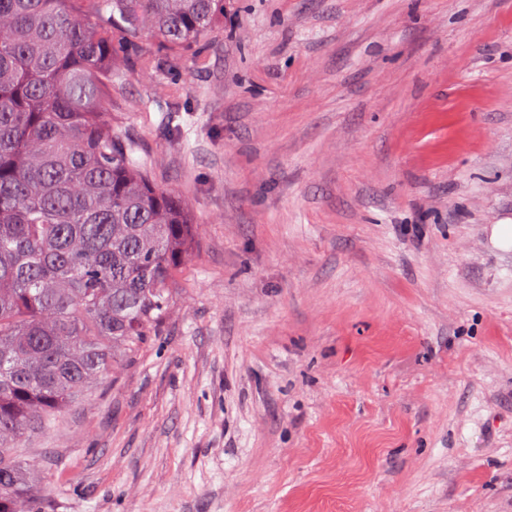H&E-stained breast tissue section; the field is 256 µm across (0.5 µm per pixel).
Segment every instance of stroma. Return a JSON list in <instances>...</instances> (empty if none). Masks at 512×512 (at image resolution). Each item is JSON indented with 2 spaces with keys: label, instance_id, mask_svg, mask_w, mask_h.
Masks as SVG:
<instances>
[{
  "label": "stroma",
  "instance_id": "1",
  "mask_svg": "<svg viewBox=\"0 0 512 512\" xmlns=\"http://www.w3.org/2000/svg\"><path fill=\"white\" fill-rule=\"evenodd\" d=\"M110 112L192 256L33 512H512V0H224Z\"/></svg>",
  "mask_w": 512,
  "mask_h": 512
}]
</instances>
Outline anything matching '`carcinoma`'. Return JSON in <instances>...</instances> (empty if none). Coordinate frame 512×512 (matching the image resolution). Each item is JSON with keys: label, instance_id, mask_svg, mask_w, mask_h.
I'll use <instances>...</instances> for the list:
<instances>
[{"label": "carcinoma", "instance_id": "cac0c4a2", "mask_svg": "<svg viewBox=\"0 0 512 512\" xmlns=\"http://www.w3.org/2000/svg\"><path fill=\"white\" fill-rule=\"evenodd\" d=\"M224 0H0V512L44 457L15 449L161 333L192 251L188 204L112 132V42L193 52Z\"/></svg>", "mask_w": 512, "mask_h": 512}]
</instances>
